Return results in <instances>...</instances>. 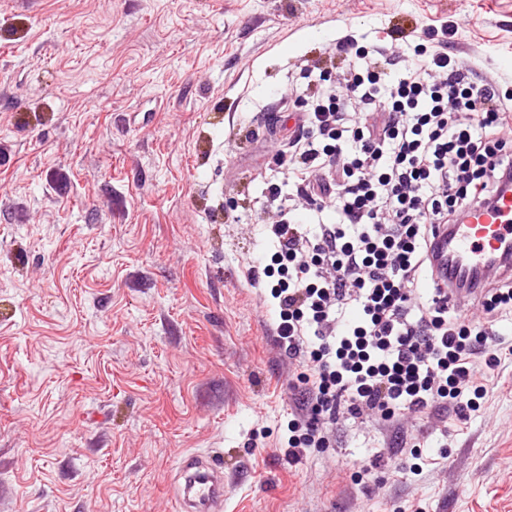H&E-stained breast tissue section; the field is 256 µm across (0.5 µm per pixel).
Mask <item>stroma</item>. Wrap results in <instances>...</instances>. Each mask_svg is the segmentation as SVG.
<instances>
[{"label":"stroma","mask_w":512,"mask_h":512,"mask_svg":"<svg viewBox=\"0 0 512 512\" xmlns=\"http://www.w3.org/2000/svg\"><path fill=\"white\" fill-rule=\"evenodd\" d=\"M434 20L512 97V0H0V512H176L190 453L224 512H512V361L467 425L343 416L294 463L300 368L249 279L304 65Z\"/></svg>","instance_id":"1"}]
</instances>
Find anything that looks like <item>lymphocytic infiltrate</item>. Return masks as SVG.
I'll return each mask as SVG.
<instances>
[{"label":"lymphocytic infiltrate","mask_w":512,"mask_h":512,"mask_svg":"<svg viewBox=\"0 0 512 512\" xmlns=\"http://www.w3.org/2000/svg\"><path fill=\"white\" fill-rule=\"evenodd\" d=\"M336 49L356 61L304 105L287 182L265 189L280 207L265 227L274 253L252 275L277 308L280 347L302 366L294 461L327 447L344 413L391 422L445 408L467 422L512 354L494 330L512 313V283L488 280L476 316L450 313L423 286L439 226L512 185V99L444 38L407 64L350 39Z\"/></svg>","instance_id":"1"}]
</instances>
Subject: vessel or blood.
Wrapping results in <instances>:
<instances>
[{"label": "vessel or blood", "instance_id": "vessel-or-blood-1", "mask_svg": "<svg viewBox=\"0 0 512 512\" xmlns=\"http://www.w3.org/2000/svg\"><path fill=\"white\" fill-rule=\"evenodd\" d=\"M434 268L448 282L450 300L478 293L488 276H512V191L449 225L435 247ZM179 512H223L224 465L213 457L188 455L173 477Z\"/></svg>", "mask_w": 512, "mask_h": 512}]
</instances>
